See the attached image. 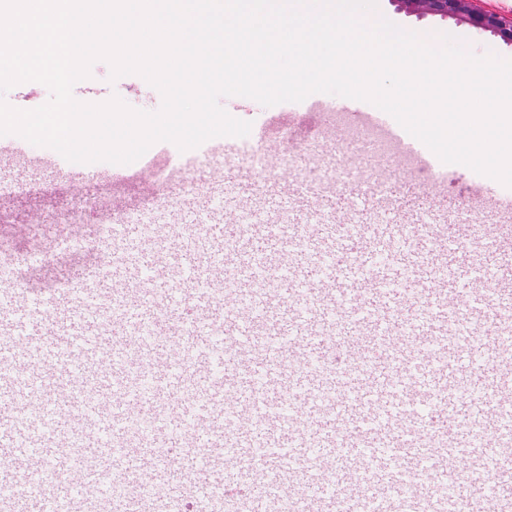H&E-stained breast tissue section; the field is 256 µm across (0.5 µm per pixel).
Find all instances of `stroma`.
<instances>
[{"instance_id":"obj_1","label":"stroma","mask_w":512,"mask_h":512,"mask_svg":"<svg viewBox=\"0 0 512 512\" xmlns=\"http://www.w3.org/2000/svg\"><path fill=\"white\" fill-rule=\"evenodd\" d=\"M376 13L425 39L435 42L440 34L447 33L478 55L492 53L512 59V42L455 18L417 13L400 0H377ZM110 73L107 62H95L89 77L74 85V98L104 103L117 96L135 109L155 111L161 107L160 92L141 77L132 74L114 80ZM81 199L88 205L80 223H67L66 214ZM112 214V194L96 180H86L77 187L62 179L40 183L37 191L10 198L0 207V264L16 267L28 287H62L84 270L99 266V252L78 253L71 243L78 237L97 238Z\"/></svg>"}]
</instances>
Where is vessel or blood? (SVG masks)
Listing matches in <instances>:
<instances>
[{"instance_id":"obj_1","label":"vessel or blood","mask_w":512,"mask_h":512,"mask_svg":"<svg viewBox=\"0 0 512 512\" xmlns=\"http://www.w3.org/2000/svg\"><path fill=\"white\" fill-rule=\"evenodd\" d=\"M353 126L373 127L399 157L428 175V188L403 180L383 196L356 202L362 180L343 190L280 179L262 182L235 160L261 152L279 162L284 130L296 118L320 117V133L335 113ZM224 156L225 166L197 168ZM451 165L372 103L312 97L256 115L248 136L217 137L182 152L153 144L130 164L72 163L55 150L30 154L22 137L0 140V179L54 173L72 184L89 176L121 190L136 182L168 210L175 233L171 257L142 255L116 263L79 287L47 294L16 288L0 293V512H69L81 486L102 472L118 474L129 492L120 512H138L134 493L154 481L157 512H177L192 483L208 512L245 497L248 512H273L272 485L286 467L308 462L314 490L300 488L298 512L310 496L320 512H420L417 492L431 473L448 481L428 512H512V233L496 246L471 244L469 224L440 207ZM195 177L201 191L178 199L162 185ZM473 208L512 219V188L475 175ZM434 203L430 232L420 224L422 200ZM231 272L236 294L219 300L211 287ZM224 338V373L209 362L214 334ZM138 341L147 389H139L123 358ZM433 348L434 363L418 371L420 392L434 398L433 420L412 418L413 398L396 377L397 364ZM295 397L287 419L246 416L258 402L282 403V383ZM91 456L66 454L76 415ZM151 423L148 437L129 421ZM204 425L185 426L196 416ZM252 459L253 482L221 480L225 451ZM467 468L457 478L449 462ZM52 471L31 489L19 469ZM335 478L325 490V473Z\"/></svg>"}]
</instances>
